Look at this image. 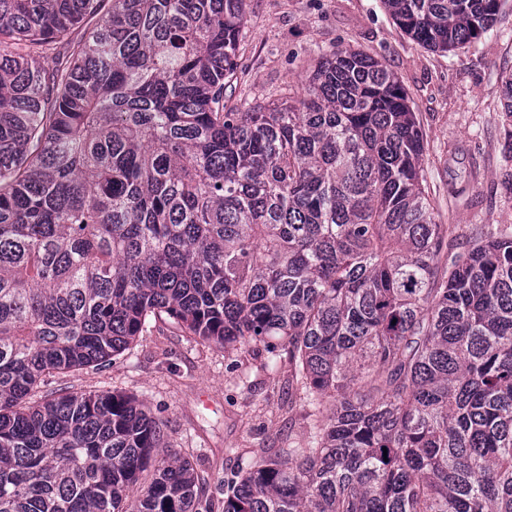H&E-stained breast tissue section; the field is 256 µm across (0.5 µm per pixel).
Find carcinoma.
I'll return each mask as SVG.
<instances>
[{"instance_id": "obj_1", "label": "carcinoma", "mask_w": 512, "mask_h": 512, "mask_svg": "<svg viewBox=\"0 0 512 512\" xmlns=\"http://www.w3.org/2000/svg\"><path fill=\"white\" fill-rule=\"evenodd\" d=\"M246 2L0 0V512H214L135 399L44 394L159 319L286 352L326 414L225 479L222 512H512V236L452 252L408 94L370 54L227 107ZM382 2L444 53L500 10Z\"/></svg>"}]
</instances>
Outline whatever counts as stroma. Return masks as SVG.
I'll return each instance as SVG.
<instances>
[{"instance_id": "1", "label": "stroma", "mask_w": 512, "mask_h": 512, "mask_svg": "<svg viewBox=\"0 0 512 512\" xmlns=\"http://www.w3.org/2000/svg\"><path fill=\"white\" fill-rule=\"evenodd\" d=\"M338 46L382 60L406 89L426 140L429 199L459 249L481 230L512 235V113L499 99L512 72V0H502L480 39L448 53L403 33L382 0H247L229 106L244 111L301 92L314 59ZM48 389L135 397L162 422L165 447L208 475L217 501L225 478L277 449L305 446L314 426L287 357L199 343L166 321L109 366L56 375Z\"/></svg>"}]
</instances>
